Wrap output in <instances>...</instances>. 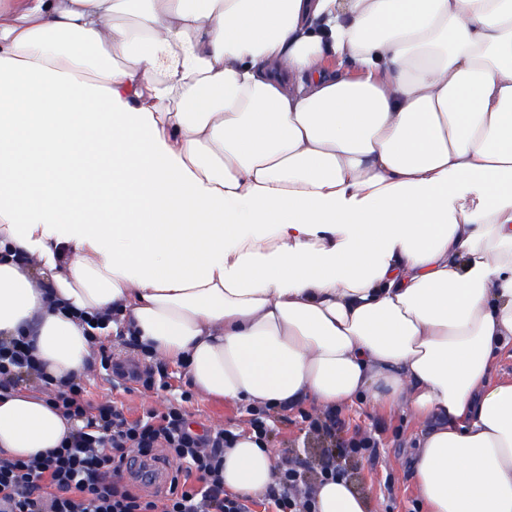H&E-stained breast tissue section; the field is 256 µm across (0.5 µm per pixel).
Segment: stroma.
Segmentation results:
<instances>
[{
    "mask_svg": "<svg viewBox=\"0 0 512 512\" xmlns=\"http://www.w3.org/2000/svg\"><path fill=\"white\" fill-rule=\"evenodd\" d=\"M166 390L158 392H126L113 385L111 377L102 370H94L85 383L92 401L117 400L124 402L132 414H141L147 407L160 408L179 403L182 393L191 392L192 385L186 371L174 363H164ZM190 419L212 427L234 431L248 430L245 406L211 400L193 394L184 404ZM339 428L337 440L350 438L355 432L367 431L379 436L380 455L377 460H346L351 487L367 502V512H411L420 499L414 482V461L417 439L423 424L407 413L371 405L363 401L337 409ZM268 446L275 457L320 458L321 452L306 436L299 409L275 410L269 420Z\"/></svg>",
    "mask_w": 512,
    "mask_h": 512,
    "instance_id": "1",
    "label": "stroma"
}]
</instances>
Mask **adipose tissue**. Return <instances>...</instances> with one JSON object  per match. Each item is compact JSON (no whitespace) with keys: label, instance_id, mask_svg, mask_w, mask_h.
Returning <instances> with one entry per match:
<instances>
[{"label":"adipose tissue","instance_id":"1","mask_svg":"<svg viewBox=\"0 0 512 512\" xmlns=\"http://www.w3.org/2000/svg\"><path fill=\"white\" fill-rule=\"evenodd\" d=\"M82 314L215 400L400 406L428 512H512V0H0V337L79 377ZM73 427L0 391L7 456Z\"/></svg>","mask_w":512,"mask_h":512}]
</instances>
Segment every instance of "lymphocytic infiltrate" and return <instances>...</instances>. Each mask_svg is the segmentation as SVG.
Returning <instances> with one entry per match:
<instances>
[{
	"mask_svg": "<svg viewBox=\"0 0 512 512\" xmlns=\"http://www.w3.org/2000/svg\"><path fill=\"white\" fill-rule=\"evenodd\" d=\"M45 382L26 337L0 338V389L26 380ZM54 406L84 428L42 457H0V512H249L243 498L224 490L228 429H193L182 408L169 405L131 416L114 401L93 404L81 380L56 381ZM175 461L164 492L142 493L125 468L131 454ZM333 462L313 467L295 457L277 465L265 497L274 512H316L317 484L346 479Z\"/></svg>",
	"mask_w": 512,
	"mask_h": 512,
	"instance_id": "obj_1",
	"label": "lymphocytic infiltrate"
}]
</instances>
